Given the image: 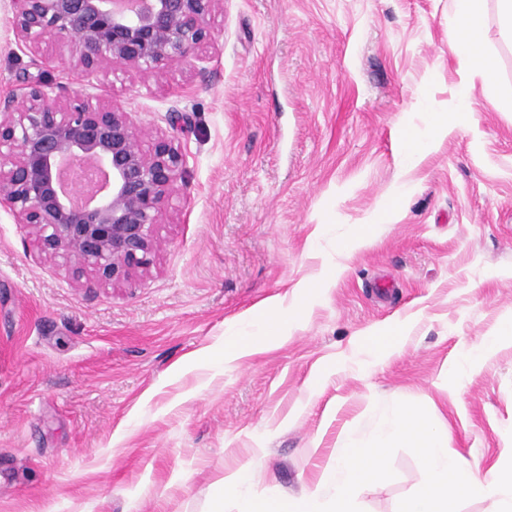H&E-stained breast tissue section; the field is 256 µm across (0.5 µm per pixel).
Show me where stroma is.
<instances>
[{"instance_id":"35a3bbf8","label":"stroma","mask_w":512,"mask_h":512,"mask_svg":"<svg viewBox=\"0 0 512 512\" xmlns=\"http://www.w3.org/2000/svg\"><path fill=\"white\" fill-rule=\"evenodd\" d=\"M451 0H224L194 74L113 64L95 90L181 144L186 181L149 274L79 286L0 207V512H205L224 474L248 492L312 489L344 436L423 405L452 452L512 459V346L455 366L512 315V39L489 17L491 82L448 45ZM0 0V93L23 72L83 89L43 43L17 49ZM469 77L476 127L405 160L404 132L453 108ZM181 113L170 127L169 112ZM373 242L344 255L356 224ZM340 262L336 279L324 267ZM276 297L287 339L235 362L227 330ZM405 324L375 363L363 341ZM361 512H398L424 480L398 449Z\"/></svg>"}]
</instances>
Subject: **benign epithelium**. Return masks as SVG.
I'll return each mask as SVG.
<instances>
[{
    "mask_svg": "<svg viewBox=\"0 0 512 512\" xmlns=\"http://www.w3.org/2000/svg\"><path fill=\"white\" fill-rule=\"evenodd\" d=\"M19 50L40 62L56 42L82 78L120 63L162 78L194 71L224 0H10ZM0 97V202L27 225L41 253L80 285L149 273L156 229L185 184L186 155L156 133L152 147L130 113L90 93L30 76Z\"/></svg>",
    "mask_w": 512,
    "mask_h": 512,
    "instance_id": "7a95c632",
    "label": "benign epithelium"
}]
</instances>
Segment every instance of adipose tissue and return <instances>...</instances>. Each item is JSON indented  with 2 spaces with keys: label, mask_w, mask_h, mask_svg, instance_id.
I'll list each match as a JSON object with an SVG mask.
<instances>
[{
  "label": "adipose tissue",
  "mask_w": 512,
  "mask_h": 512,
  "mask_svg": "<svg viewBox=\"0 0 512 512\" xmlns=\"http://www.w3.org/2000/svg\"><path fill=\"white\" fill-rule=\"evenodd\" d=\"M485 0H452L448 17V42L453 53L473 68L488 74L496 67L495 59L485 47ZM474 118L469 102L468 86H461L454 109L430 113L424 129L416 135H406L408 161L414 162L429 148L463 126H473ZM297 318V309L284 306L277 299L237 330L224 338V357L237 360L256 353L271 343L284 340Z\"/></svg>",
  "instance_id": "ef3b65f1"
}]
</instances>
